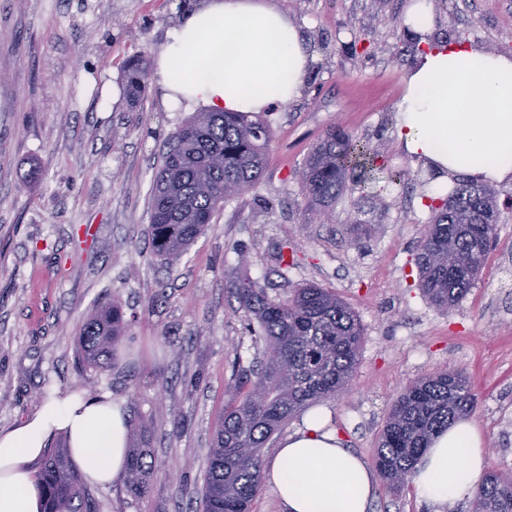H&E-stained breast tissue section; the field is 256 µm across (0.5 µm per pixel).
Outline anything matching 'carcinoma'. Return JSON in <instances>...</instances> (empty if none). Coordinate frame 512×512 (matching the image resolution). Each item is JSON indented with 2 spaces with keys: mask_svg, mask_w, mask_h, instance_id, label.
Returning a JSON list of instances; mask_svg holds the SVG:
<instances>
[{
  "mask_svg": "<svg viewBox=\"0 0 512 512\" xmlns=\"http://www.w3.org/2000/svg\"><path fill=\"white\" fill-rule=\"evenodd\" d=\"M130 101L144 96L148 69L142 55L124 68ZM272 133L253 112H197L169 137L156 171L146 234L163 263L178 261L224 202L240 198L260 182ZM379 154L340 126L326 130L301 171L307 208L320 215L356 187L385 179L400 184L408 174L384 172ZM478 184H458L441 205H430L431 235L421 240L416 266L420 286L436 308L450 311L471 291L484 267L495 229L483 223L498 213ZM453 253L457 266L445 257ZM239 306L256 320L265 342L259 368L237 377L218 421L205 471L200 512H249L261 489L267 441L292 417L321 400L343 394L358 361L363 327L358 315L330 288L306 284L286 300L270 297L250 280L234 286ZM131 321L119 302L97 306L79 325L76 350L86 368L115 365L113 347ZM477 395L463 371L446 368L411 381L396 397L375 453L380 479L397 493L432 437L472 412ZM133 448L124 477L127 492L141 497L154 471L145 436L131 430ZM39 477L44 512H82L85 490L68 443L49 449ZM471 512H512V472H491L481 483Z\"/></svg>",
  "mask_w": 512,
  "mask_h": 512,
  "instance_id": "carcinoma-1",
  "label": "carcinoma"
}]
</instances>
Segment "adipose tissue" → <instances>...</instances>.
I'll return each mask as SVG.
<instances>
[{"instance_id":"obj_1","label":"adipose tissue","mask_w":512,"mask_h":512,"mask_svg":"<svg viewBox=\"0 0 512 512\" xmlns=\"http://www.w3.org/2000/svg\"><path fill=\"white\" fill-rule=\"evenodd\" d=\"M403 23L421 50L396 106L402 150L432 171L439 197L454 175L512 182V57L441 39L432 0H413ZM314 62L300 27L270 0H200L160 48L156 77L172 109L267 112L303 96ZM58 434L89 484L122 480L129 434L123 402L53 396L0 430V512H42L33 464ZM484 466L481 436L462 418L431 439L413 484L425 501L453 500L479 481ZM264 476L284 512H369L376 488L373 469L327 429L321 408L284 438Z\"/></svg>"}]
</instances>
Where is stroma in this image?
Returning <instances> with one entry per match:
<instances>
[{
    "instance_id": "obj_1",
    "label": "stroma",
    "mask_w": 512,
    "mask_h": 512,
    "mask_svg": "<svg viewBox=\"0 0 512 512\" xmlns=\"http://www.w3.org/2000/svg\"><path fill=\"white\" fill-rule=\"evenodd\" d=\"M196 0H0V429L47 394L97 391L125 402L155 471L144 496L89 488L94 512H197L206 457L238 368L264 345L233 297L248 279L269 296L334 289L359 316L362 347L347 392L326 401L329 428L373 460L390 407L410 382L461 369L478 395L470 418L486 472L512 471V182L494 184L492 249L452 311L429 303L415 259L431 217L432 174L401 151L396 105L417 53L398 27L410 0H274L302 28L315 63L304 95L267 113L266 170L225 202L175 264L151 253L153 176L168 137L189 117L166 110L155 78L139 105L125 60L156 56ZM441 35L512 56V0H433ZM342 126L408 172L337 200L330 222L306 207L294 172L327 128ZM247 264L238 261L239 252ZM135 320L111 371L81 369L74 336L99 303ZM377 483L370 512H468Z\"/></svg>"
}]
</instances>
